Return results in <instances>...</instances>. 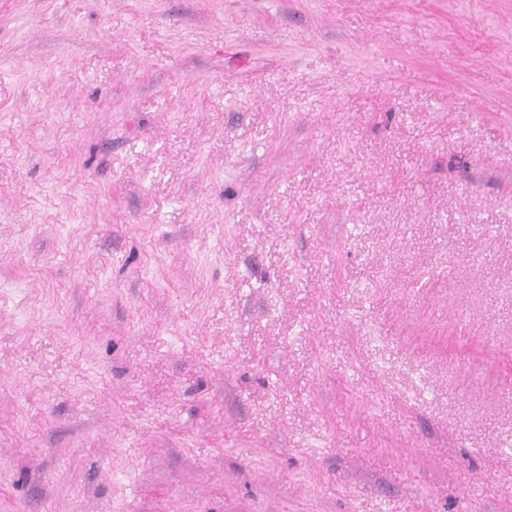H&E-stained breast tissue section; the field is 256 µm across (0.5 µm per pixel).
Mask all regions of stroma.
Masks as SVG:
<instances>
[{"instance_id":"obj_1","label":"stroma","mask_w":512,"mask_h":512,"mask_svg":"<svg viewBox=\"0 0 512 512\" xmlns=\"http://www.w3.org/2000/svg\"><path fill=\"white\" fill-rule=\"evenodd\" d=\"M0 512H512V0H0Z\"/></svg>"}]
</instances>
